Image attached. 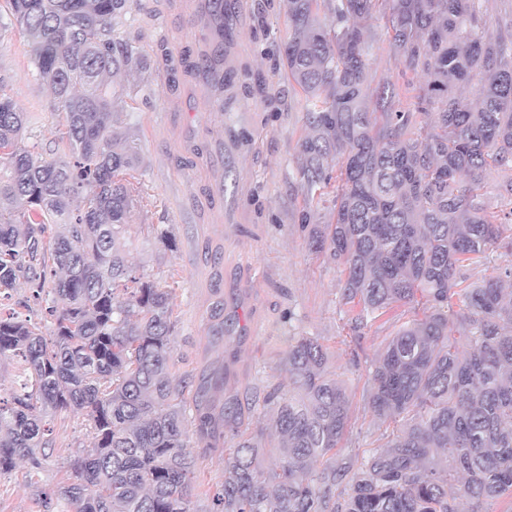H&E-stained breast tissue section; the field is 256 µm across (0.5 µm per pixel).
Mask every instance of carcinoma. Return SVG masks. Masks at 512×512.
<instances>
[{
  "label": "carcinoma",
  "instance_id": "obj_1",
  "mask_svg": "<svg viewBox=\"0 0 512 512\" xmlns=\"http://www.w3.org/2000/svg\"><path fill=\"white\" fill-rule=\"evenodd\" d=\"M382 2L390 50L426 83L371 86L367 23ZM39 81L65 113L58 162L22 145L27 118L0 98V291L24 281L50 299L51 338L0 312V363L28 365L21 392L0 396V473L52 447L51 421L79 412L93 446L66 482L41 490L61 512H193L197 460L181 383L171 372V297L128 263L142 165L123 126V77L148 58L117 37L128 0H7ZM485 0H287L284 67L305 99L296 173L324 195L328 221L302 214L313 247L343 266V296L367 316L421 295L429 312L401 324L371 373L368 408L396 424L358 462L350 493L335 450L349 423L345 384L327 348L300 336L284 366L292 388L266 398L275 432L237 435L211 512H458V499L512 493V270L459 288L457 271L512 249V199L489 212L490 171L512 195V18ZM333 14L321 22L320 8ZM416 89L414 108L402 99ZM63 228L44 242L49 221ZM474 332L451 336L454 295Z\"/></svg>",
  "mask_w": 512,
  "mask_h": 512
}]
</instances>
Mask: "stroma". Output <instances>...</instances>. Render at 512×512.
I'll list each match as a JSON object with an SVG mask.
<instances>
[{
	"instance_id": "stroma-1",
	"label": "stroma",
	"mask_w": 512,
	"mask_h": 512,
	"mask_svg": "<svg viewBox=\"0 0 512 512\" xmlns=\"http://www.w3.org/2000/svg\"><path fill=\"white\" fill-rule=\"evenodd\" d=\"M288 34L285 0H234L216 13L210 0H130L119 38L149 59L146 76H130L123 117L144 158L132 183L139 203L127 233L133 266L171 291L173 367L185 382L188 419L197 406L212 420L192 438L198 462L195 512H209L224 482V455L233 432L271 431L264 400L287 392L282 360L294 336L319 338L329 366L344 381L352 405L336 463L349 465L386 441L385 424L366 404L368 376L400 323L423 317V305L397 308L363 322L343 300L340 265L309 245L299 218L306 191L295 167L305 101L282 66ZM374 79L414 80L404 58L389 50L382 17L369 23ZM232 68L220 87L202 65ZM13 99L30 121L24 143L47 158L64 156L65 116L36 78L25 38L0 16V97ZM167 233L172 247L159 240ZM47 302L18 285L0 310L54 325ZM53 447L39 468L22 463L0 474V512H58L42 488L63 482L70 461L91 446L90 422L78 413L56 416Z\"/></svg>"
}]
</instances>
